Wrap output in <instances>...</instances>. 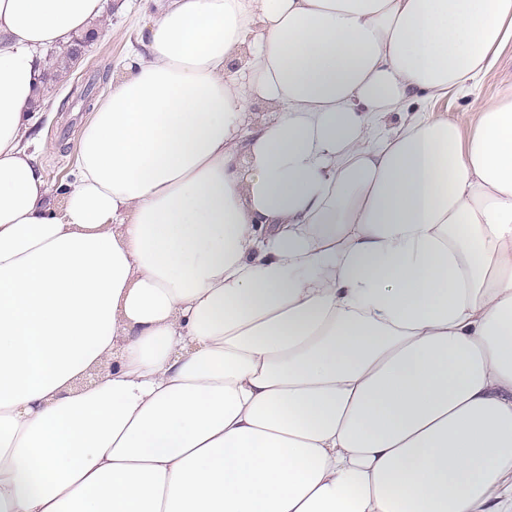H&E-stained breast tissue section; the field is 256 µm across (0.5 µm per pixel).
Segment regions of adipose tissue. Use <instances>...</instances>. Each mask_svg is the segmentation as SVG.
Returning a JSON list of instances; mask_svg holds the SVG:
<instances>
[{
  "mask_svg": "<svg viewBox=\"0 0 512 512\" xmlns=\"http://www.w3.org/2000/svg\"><path fill=\"white\" fill-rule=\"evenodd\" d=\"M104 5L0 0V512H512V0H168L59 210ZM107 1L108 24L82 48L65 82H47L45 103L37 111L42 113L36 132L49 144L38 163L54 189L71 181L91 106L112 90V78L143 52L146 27L155 14L156 1L131 0L125 10H117L114 0ZM84 98L90 100L89 110ZM512 85V43L502 51L498 64L483 78L479 92L484 97L496 95ZM435 112H444L455 118L465 132L471 129L472 112H470V98L450 95L442 100L430 104ZM448 111V112H446Z\"/></svg>",
  "mask_w": 512,
  "mask_h": 512,
  "instance_id": "1",
  "label": "adipose tissue"
}]
</instances>
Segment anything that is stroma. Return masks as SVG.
<instances>
[{"instance_id": "stroma-1", "label": "stroma", "mask_w": 512, "mask_h": 512, "mask_svg": "<svg viewBox=\"0 0 512 512\" xmlns=\"http://www.w3.org/2000/svg\"><path fill=\"white\" fill-rule=\"evenodd\" d=\"M108 23L86 43L66 81H49L37 132L47 142L38 162L52 187L70 182L87 102L112 89V80L131 64L144 47L145 31L155 14L154 0H130L127 9L106 4Z\"/></svg>"}]
</instances>
